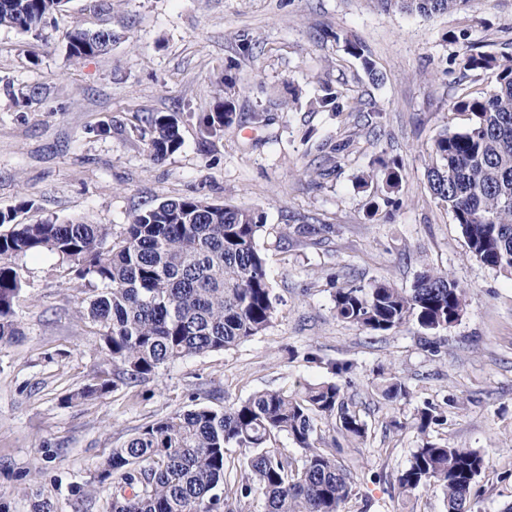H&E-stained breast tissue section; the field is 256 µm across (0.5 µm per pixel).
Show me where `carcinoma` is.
<instances>
[{"label": "carcinoma", "mask_w": 512, "mask_h": 512, "mask_svg": "<svg viewBox=\"0 0 512 512\" xmlns=\"http://www.w3.org/2000/svg\"><path fill=\"white\" fill-rule=\"evenodd\" d=\"M67 0H0V26L38 33ZM388 9L425 18L457 13L471 0H380ZM468 31L443 34L461 44L453 58L459 70L494 75L488 91L458 88L449 111L466 114L459 130H443L433 140L427 179L432 195L459 225L470 253L512 279V55L475 50ZM112 32L75 28L67 35L72 61L104 54ZM345 52L363 71L380 77L368 47L345 40ZM236 79L224 75L225 97L199 119L202 134L214 137L236 119L232 90ZM310 106L322 112L359 111L348 89L329 80ZM140 140L159 160L177 152L182 139L177 123L158 113L140 119ZM372 170L357 176L358 186L380 184L369 196L365 217H391L402 206L403 161L382 151ZM29 202L0 211V342L20 334L16 302L26 286L17 259L43 250L72 265L85 280L88 317L99 326L101 348L132 382L147 380L167 364L209 351L228 350L263 333L277 311L267 274L266 255L258 246L264 218L259 212L216 205L198 196L168 199L134 212L120 234L107 224L16 222ZM466 290L446 272L427 269L404 291L384 281L336 289V318L374 335L414 321L427 331L446 330L466 310ZM107 378L75 394L102 395ZM382 396H407L394 377L380 384ZM345 439L366 437L368 426L345 402L336 382L288 390H261L224 409L198 407L141 426L97 471L100 483L114 488L110 512H224L228 500L261 496L265 512H344L353 491L351 471L341 463L343 448L320 447L319 422ZM422 434L445 423L432 406L418 411ZM285 436L304 450L294 458L277 447ZM243 449L244 476L224 486L226 449ZM485 455L472 448L425 440L396 481L403 494L436 485L443 489L447 512H473L475 485Z\"/></svg>", "instance_id": "carcinoma-1"}]
</instances>
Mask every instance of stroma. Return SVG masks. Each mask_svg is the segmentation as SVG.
<instances>
[{"label": "stroma", "mask_w": 512, "mask_h": 512, "mask_svg": "<svg viewBox=\"0 0 512 512\" xmlns=\"http://www.w3.org/2000/svg\"><path fill=\"white\" fill-rule=\"evenodd\" d=\"M112 30L108 53L66 59L73 28ZM468 30L476 50L512 53V0H472L469 12L432 18L383 9L378 0H69L36 34L0 27V211L32 206L25 223L48 218L121 230L146 205L184 196L258 209V244L278 298L264 333L229 350L166 365L133 383L99 345L85 316L83 281L50 252L20 258L27 285L16 311L22 334L0 343V512H108L110 483L93 477L112 450L144 424L194 407L221 409L262 389L339 380L368 425L343 458L353 467L346 512H446L441 488L400 494L396 476L422 439L417 410L444 418L429 437L486 455L475 512L512 503V280L470 253L461 229L432 196L426 167L457 83L490 88L489 73L449 71L458 44L443 33ZM363 41L384 75L372 82L346 54ZM255 46L242 55L241 41ZM236 79L237 119L203 139L198 124ZM346 82L376 103L381 137L366 141L368 114L345 119L302 105L319 80ZM270 121L253 123V109ZM151 113L174 116L182 146L156 161L135 129ZM107 134H98L100 126ZM355 144L340 168L319 175V148ZM400 156L404 204L393 220L369 223L355 178L377 150ZM292 224L324 225L307 238ZM445 271L467 291L461 321L439 332L416 323L372 335L337 320L333 294L345 285L387 281L412 288L424 270ZM348 363L336 378L334 363ZM112 382L99 398L76 399L98 372ZM405 383L390 403L382 378Z\"/></svg>", "instance_id": "obj_1"}]
</instances>
